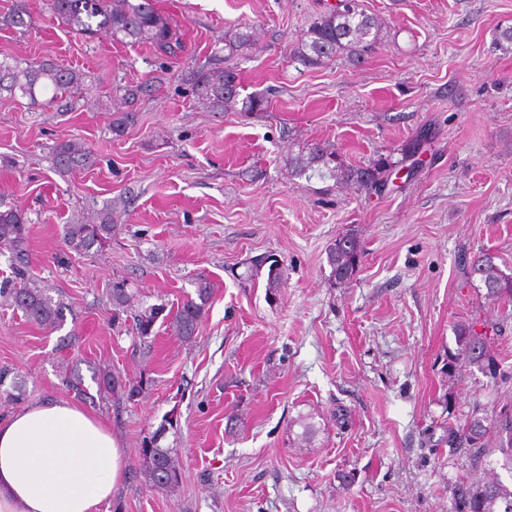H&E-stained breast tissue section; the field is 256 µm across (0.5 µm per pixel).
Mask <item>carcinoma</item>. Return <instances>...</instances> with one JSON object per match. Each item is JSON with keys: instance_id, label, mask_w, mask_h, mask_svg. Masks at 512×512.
Here are the masks:
<instances>
[{"instance_id": "obj_1", "label": "carcinoma", "mask_w": 512, "mask_h": 512, "mask_svg": "<svg viewBox=\"0 0 512 512\" xmlns=\"http://www.w3.org/2000/svg\"><path fill=\"white\" fill-rule=\"evenodd\" d=\"M53 17L73 32L93 36L106 33L117 40L145 41L167 52L175 53L180 43L166 18L159 15L152 0H50ZM29 14L24 0H17L11 13L0 22L8 27L28 26ZM380 27L376 19L366 13L362 4L345 14L325 13L307 29L305 37L294 49V55L308 66H318L343 54L358 61L379 40ZM192 88L199 103L214 112L236 102L240 85L233 68H204L191 71ZM86 91L85 75L62 67L52 61L23 62L11 57L0 60V93L28 99L32 105H50L61 96H75ZM298 177L341 181H357L371 187L381 186L390 161L380 158L370 167H350L337 160L336 152L321 146L301 149L288 159ZM53 165L58 170L85 169L92 166V151L79 143L63 141L53 149ZM115 224L112 212L96 213L83 224H69L65 228L64 242L69 250L89 255L104 250L112 241ZM29 227L23 213L14 208L0 210V247L10 251V275L0 282V302L12 307L43 329L55 330L65 321V303L54 297V290L45 288L30 278L28 259ZM363 247L352 233L336 238L329 250L328 263L332 276L340 281L350 280L358 267ZM268 267L267 287L274 288L283 277L278 261L268 257L253 260L252 268L260 271ZM470 278H478L488 296L512 302V276L503 273L488 253L475 256L469 265ZM209 283L200 279L195 297L184 299L169 319L172 333L190 339L198 332L205 307L211 298ZM112 323L126 324L141 341L156 335L155 326L163 312L161 305L136 302V295L127 281L116 279L108 289ZM458 353L448 359V368L458 364L476 366L493 375L496 363L490 353L487 338L470 327L456 329ZM62 382L79 397L86 395L83 378L72 369H65ZM100 395L107 397L116 392L133 400L143 391L144 383H125L112 373V368L100 366L94 374ZM0 396L11 401L26 398L23 380L8 368H0ZM163 430L158 429L146 437L140 448L139 470L150 486L172 491L182 482L183 470L176 449L159 445ZM464 447L482 476L474 480L456 482L450 489L452 512H512V488L504 484L497 469L512 473V412L502 411L491 421L478 413L466 418L461 430L450 443ZM499 453L500 458L492 455Z\"/></svg>"}]
</instances>
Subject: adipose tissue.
I'll list each match as a JSON object with an SVG mask.
<instances>
[{
    "label": "adipose tissue",
    "mask_w": 512,
    "mask_h": 512,
    "mask_svg": "<svg viewBox=\"0 0 512 512\" xmlns=\"http://www.w3.org/2000/svg\"><path fill=\"white\" fill-rule=\"evenodd\" d=\"M127 458L111 432L73 402L0 419V512H100Z\"/></svg>",
    "instance_id": "ef3b65f1"
}]
</instances>
